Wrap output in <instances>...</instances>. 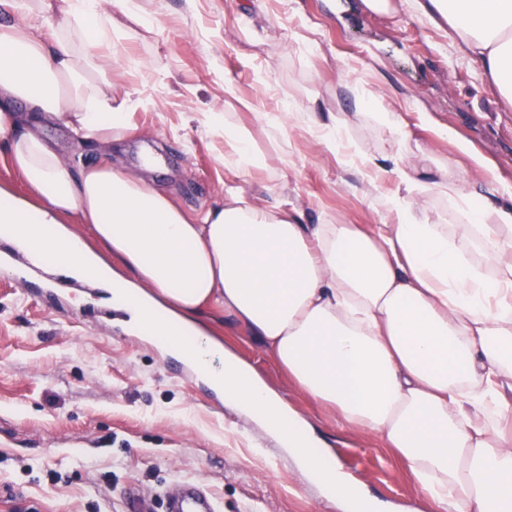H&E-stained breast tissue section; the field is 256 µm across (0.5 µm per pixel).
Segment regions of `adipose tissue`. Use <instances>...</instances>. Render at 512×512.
Instances as JSON below:
<instances>
[{"label": "adipose tissue", "instance_id": "ef3b65f1", "mask_svg": "<svg viewBox=\"0 0 512 512\" xmlns=\"http://www.w3.org/2000/svg\"><path fill=\"white\" fill-rule=\"evenodd\" d=\"M420 7L447 20L512 102V0ZM147 16L141 0H0V144L30 191L0 188V234L60 273L97 277L133 331L195 363L352 512L370 500L311 424L198 327L203 311L246 327L338 429L376 436L431 512H512V194L465 191L440 160L438 181L422 182L402 163L412 147L394 112L379 115L396 145L389 164L364 153L357 169L364 195L390 172L405 189L381 224H307L234 190L197 216L124 166L71 170L38 129L54 123L100 144L127 131L102 49ZM223 132L225 167L242 177L266 167L246 128ZM431 188L461 200L462 223L429 222L416 197Z\"/></svg>", "mask_w": 512, "mask_h": 512}]
</instances>
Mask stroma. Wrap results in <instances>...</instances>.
<instances>
[{"mask_svg":"<svg viewBox=\"0 0 512 512\" xmlns=\"http://www.w3.org/2000/svg\"><path fill=\"white\" fill-rule=\"evenodd\" d=\"M147 9L148 24H129L111 45L143 63L132 74L112 69L114 94L137 89L131 131L106 147L42 129L71 168L109 156L137 174L148 148L161 157L148 181L190 212L233 187L299 209L308 224H376L397 178L365 198L352 162L393 150L377 115L396 112L412 142L460 170L468 189L512 192V105L412 0L390 16L362 0H163ZM228 82L238 99L225 98ZM220 112L250 130L269 169L245 178L225 168L224 132L206 124ZM278 112L335 113L340 149L305 131L270 134L263 116ZM40 286L0 269V512H126L133 495L179 480L203 482L222 512H337L256 424L134 334L124 314L104 323V288L71 287L65 317L40 301ZM208 323L318 426L385 512L416 497L374 438L337 433L246 330L220 313Z\"/></svg>","mask_w":512,"mask_h":512,"instance_id":"35a3bbf8","label":"stroma"}]
</instances>
